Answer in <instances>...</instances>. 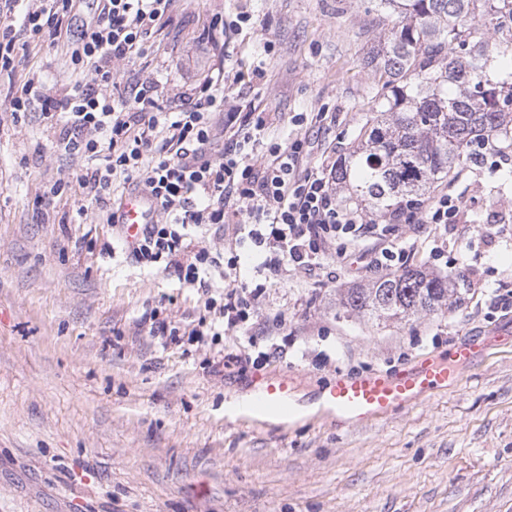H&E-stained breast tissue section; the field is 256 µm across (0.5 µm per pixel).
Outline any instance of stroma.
<instances>
[{"instance_id": "obj_1", "label": "stroma", "mask_w": 512, "mask_h": 512, "mask_svg": "<svg viewBox=\"0 0 512 512\" xmlns=\"http://www.w3.org/2000/svg\"><path fill=\"white\" fill-rule=\"evenodd\" d=\"M243 12L250 25L224 33L237 60L230 106L263 113L266 136L302 133L347 153L377 106L380 72L367 55L395 23L378 0H177L129 67L188 91L218 65L212 15L230 23ZM24 54L27 68L0 73V100L27 69L60 85L72 75L63 46L31 43ZM311 112L326 118L293 124ZM62 134L39 111H0V512H512V343L365 427L318 412L336 373H392L497 331L506 314L487 300L512 289V160L496 170L464 160L441 185L465 217L443 254L412 259L457 291L438 315L382 323L345 309L343 290L384 277L379 268L286 266L273 277L248 262L257 248L246 232L200 237L220 262L214 286L234 261L241 279L266 287L246 332L259 350H278L242 369L222 363L235 333H192L222 322L204 290L119 247L107 221L116 201L74 194L50 216L36 212L45 185L83 166L59 150ZM153 314L177 322L179 341L149 335ZM282 381L304 416L281 433L228 414Z\"/></svg>"}]
</instances>
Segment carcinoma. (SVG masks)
I'll return each mask as SVG.
<instances>
[{
	"label": "carcinoma",
	"instance_id": "cac0c4a2",
	"mask_svg": "<svg viewBox=\"0 0 512 512\" xmlns=\"http://www.w3.org/2000/svg\"><path fill=\"white\" fill-rule=\"evenodd\" d=\"M398 25L374 47L386 76L361 144L336 161V184L356 205L384 217L423 200L485 139L512 132V72L488 68L512 45V0H380ZM448 282L409 267L341 303L378 320L436 315L452 307Z\"/></svg>",
	"mask_w": 512,
	"mask_h": 512
}]
</instances>
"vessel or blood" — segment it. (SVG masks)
Wrapping results in <instances>:
<instances>
[{"mask_svg":"<svg viewBox=\"0 0 512 512\" xmlns=\"http://www.w3.org/2000/svg\"><path fill=\"white\" fill-rule=\"evenodd\" d=\"M155 219V201L147 191L138 189L123 197L117 216L119 223L136 228L154 223ZM487 355L486 341L472 337L457 343L445 361L425 356L393 374L340 372L322 392L320 406L338 422L363 427L406 410L431 393L448 389L457 381L456 366L476 363ZM233 410L269 432L287 427L300 414L284 382L263 386L247 404L234 405Z\"/></svg>","mask_w":512,"mask_h":512,"instance_id":"b4317fda","label":"vessel or blood"}]
</instances>
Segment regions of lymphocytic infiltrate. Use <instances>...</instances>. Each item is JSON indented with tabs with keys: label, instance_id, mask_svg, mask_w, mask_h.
I'll use <instances>...</instances> for the list:
<instances>
[{
	"label": "lymphocytic infiltrate",
	"instance_id": "1",
	"mask_svg": "<svg viewBox=\"0 0 512 512\" xmlns=\"http://www.w3.org/2000/svg\"><path fill=\"white\" fill-rule=\"evenodd\" d=\"M176 0H104L94 22L72 34L73 0H0V72L14 71L21 40L65 44L77 78L63 92L48 88L37 71L14 87L12 117L40 110L44 119L64 121L59 147L71 157L89 160L74 181L46 185L35 200L41 208L71 190L103 203L114 184L146 186L159 208L130 254L143 266L163 265L180 283L208 287L213 264L206 248L192 249L190 228L248 224L263 217L264 230L251 231L266 247L260 263L270 274L292 264L325 267L349 249L364 247L375 267L405 263L413 246L389 237L388 229L364 223L362 215L342 206L336 196L334 166L311 162L308 140L265 141L264 118L245 113L224 128L214 120L228 100L230 65L200 80L191 96L161 107L152 81L118 84L114 65L142 56L147 37L170 22ZM409 224L447 227L459 223L464 208L457 197L440 194L425 212L402 210ZM258 288L225 286L220 311L224 330L245 325L255 314Z\"/></svg>",
	"mask_w": 512,
	"mask_h": 512
}]
</instances>
